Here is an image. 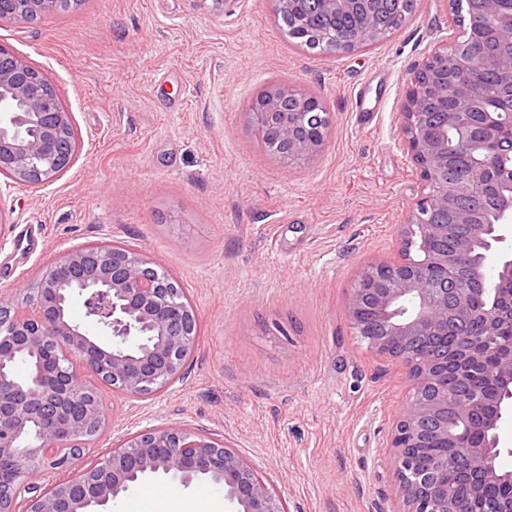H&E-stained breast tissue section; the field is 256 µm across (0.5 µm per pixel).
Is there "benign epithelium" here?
<instances>
[{
  "mask_svg": "<svg viewBox=\"0 0 512 512\" xmlns=\"http://www.w3.org/2000/svg\"><path fill=\"white\" fill-rule=\"evenodd\" d=\"M56 0H0V15L28 24L53 9ZM383 0H314L327 15L338 11L360 13L368 20L367 36L348 41L352 49L375 40L383 28L373 22ZM501 31L512 33V2L489 0ZM440 60L456 87V108L448 134L426 138L423 128L431 117L418 111L417 76L408 83L401 112L399 144L419 170L422 191L412 203L402 234L408 256L368 265L363 274L370 288H353L348 298L354 333L384 359L398 358L411 366L409 403L392 437L394 473L406 512H461L452 491L436 477L421 472L412 449L429 437L462 448L473 485L484 481L512 484V473L496 465L503 414L480 419L475 401L460 396L448 402L447 392L429 394L448 353L441 341L457 337L453 361L464 368L481 360L482 347L469 335L471 322L482 324L484 335H498L505 310L512 307V258L502 261L497 278L507 284L497 289L489 304L474 301L468 283L478 275L473 245L483 228L492 230L490 251L506 240L512 223V171H493L488 147L504 124L503 113L490 112L472 91L471 75L483 64L476 54L434 52L427 62ZM253 129L261 139L275 132L281 158L301 161L318 153L330 118L321 102L284 86H272L251 107ZM74 125L56 88L26 61L0 46V175L5 186L44 184L65 171L75 159L70 142ZM466 158L448 177V155ZM498 186L494 224L478 219L472 206L460 200H478L489 180ZM445 247L432 250L428 241ZM444 276L437 279L431 270ZM83 300L86 316L109 331L112 346L102 347L80 324L64 313L65 304ZM369 307L376 326L356 320ZM198 322L191 304L179 294V284L130 249L90 245L66 250L39 279L25 311L0 303V512H17L20 500L26 512H105L120 494L142 479L164 477L187 486L208 479L224 487L236 512H287L283 499L263 480L257 468L224 443L181 426H165L128 434L115 448L83 471L70 475L78 454L63 453L70 439L94 433L105 414L101 401L86 400L89 384L75 375L81 369L109 388L133 396L162 391L182 375L192 356ZM426 345L430 355L418 358L415 348ZM494 376L504 397L512 399V343L497 353ZM479 430L485 442L466 445L464 433Z\"/></svg>",
  "mask_w": 512,
  "mask_h": 512,
  "instance_id": "obj_1",
  "label": "benign epithelium"
}]
</instances>
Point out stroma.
<instances>
[{
  "instance_id": "obj_1",
  "label": "stroma",
  "mask_w": 512,
  "mask_h": 512,
  "mask_svg": "<svg viewBox=\"0 0 512 512\" xmlns=\"http://www.w3.org/2000/svg\"><path fill=\"white\" fill-rule=\"evenodd\" d=\"M457 35L447 0H417L401 29L349 52L290 40L272 0H83L0 25L79 142L55 179L0 196V302L20 304L62 251L119 242L178 282L199 323L183 380L103 390L105 429L75 468L176 425L254 463L288 512H403L391 438L408 370L358 342L348 295L366 266L400 257L422 189L398 145L404 94ZM273 85L330 114L307 160L270 155L253 130Z\"/></svg>"
}]
</instances>
